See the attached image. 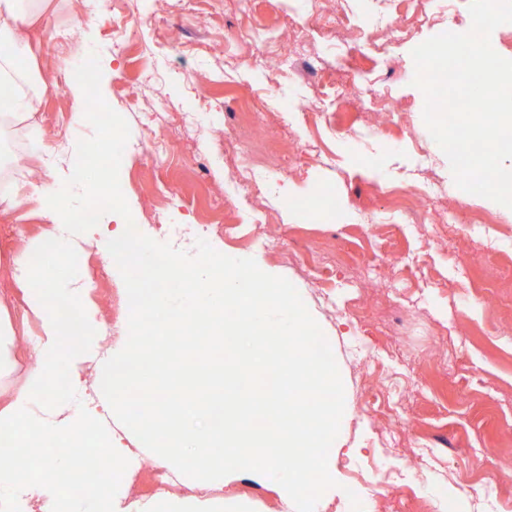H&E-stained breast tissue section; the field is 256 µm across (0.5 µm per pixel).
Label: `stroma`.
Returning a JSON list of instances; mask_svg holds the SVG:
<instances>
[{
  "label": "stroma",
  "instance_id": "stroma-1",
  "mask_svg": "<svg viewBox=\"0 0 512 512\" xmlns=\"http://www.w3.org/2000/svg\"><path fill=\"white\" fill-rule=\"evenodd\" d=\"M469 0H51L32 35L38 49L29 64L36 77L60 71L76 80L84 61L113 56L111 73L95 71L91 99L117 126L112 143L116 189L130 215L145 224L155 259L169 237L156 229L166 212L171 224H254L265 238L209 236L187 239L203 250L251 263L258 279L277 287L304 316L331 376L341 411L343 447L328 446V473H313L298 496L284 491L285 474L261 477L248 470L209 481L190 464L172 462L205 496H223L224 512H327L329 504L364 502L367 485L350 484L346 470L366 465L421 472L415 494L401 500L389 488L377 512H512V209L474 195L456 209L460 194L449 161L423 118L424 96L414 86L411 52L444 32L467 30ZM98 18L90 28V18ZM377 20L409 29L386 41ZM364 24L366 54L348 65L350 41L334 29ZM254 28L262 52L275 57L263 71L241 29ZM313 45L311 72L289 66L280 52L294 29ZM379 97L389 115L382 128L351 127L363 101L352 85ZM318 101V113L304 104ZM68 88H42L35 125L12 132L0 152L23 153L10 177L29 180L42 169V144L65 146L100 122H72ZM178 122L196 115L193 130L155 129L152 115ZM249 128L270 140L280 164L256 175L249 192L236 191L224 153V124ZM316 144L332 157L320 164ZM428 162L442 186L419 197L418 169ZM226 199L218 207V199ZM454 212L449 224L438 214ZM426 220L419 228L411 213ZM476 220L475 232L461 225ZM48 221L24 199L0 214V257L36 239ZM75 263L96 284L86 297L103 312L101 350L125 356L151 350L159 327L139 311L135 283H148L150 262H105L84 246Z\"/></svg>",
  "mask_w": 512,
  "mask_h": 512
}]
</instances>
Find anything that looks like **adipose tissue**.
I'll use <instances>...</instances> for the list:
<instances>
[{
  "instance_id": "1",
  "label": "adipose tissue",
  "mask_w": 512,
  "mask_h": 512,
  "mask_svg": "<svg viewBox=\"0 0 512 512\" xmlns=\"http://www.w3.org/2000/svg\"><path fill=\"white\" fill-rule=\"evenodd\" d=\"M46 3L0 0V85L12 86L9 94H0V136L36 122L41 90L20 50L29 47L28 31ZM104 150L102 141L78 140L49 152L50 183L35 191L49 225L8 262L14 281L25 289V306L16 309L0 296V446L12 450L10 459L0 462V512H82L79 501L64 491L60 474L82 469L86 448L97 449L112 468L135 458L131 438L112 433L104 423L116 404L147 390L166 399L165 409L148 411L139 421L144 433H163L158 463L184 457L201 472L221 477L239 469L271 473L291 455L296 464L288 471V490L304 491L311 472L328 468L323 449L333 438L339 407L318 406L315 396L327 389V379L318 361L300 357L293 348L307 332L303 315L255 282L249 265L205 251L190 261L166 253L151 271L159 286L145 298L144 308L161 316L163 337L206 327V349L223 351V358L189 364L181 349L169 348L167 368L143 385L129 382L125 360L113 357L97 367L99 407L71 406L83 386V366L98 347L101 313L87 301L80 277L66 269L49 278L43 272L49 260L77 253L91 240L99 242L105 260H113L114 245L125 238L129 215L123 205L113 204L95 223L83 224L74 204L88 183L83 170L68 166V155ZM173 285L182 306L170 304ZM32 319L39 328L33 366L22 385L12 386L16 341L21 326ZM271 323L278 338L275 352L252 350L251 339L266 334ZM68 335L74 341L67 346ZM64 373L70 376L65 389L57 383ZM66 445L72 454L53 456V449ZM223 505L220 499L167 493L134 503L133 509L220 512Z\"/></svg>"
}]
</instances>
